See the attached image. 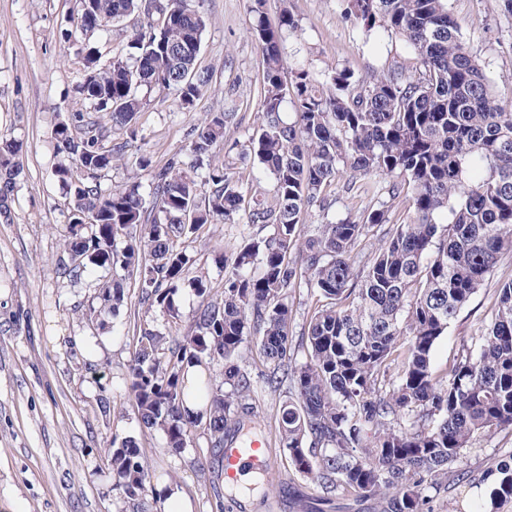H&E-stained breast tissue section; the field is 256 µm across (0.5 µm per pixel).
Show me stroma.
Listing matches in <instances>:
<instances>
[{"instance_id": "35a3bbf8", "label": "stroma", "mask_w": 512, "mask_h": 512, "mask_svg": "<svg viewBox=\"0 0 512 512\" xmlns=\"http://www.w3.org/2000/svg\"><path fill=\"white\" fill-rule=\"evenodd\" d=\"M249 6V0H205L198 65L211 70L210 88L190 113L176 111L172 95H148L138 118L142 137L113 167L107 185L143 180L140 153L150 152L154 164L163 165L184 146L190 123L208 112L236 113L228 134L248 140L258 123L256 90L263 71L261 53L246 31ZM284 6L298 21L297 32L284 42L286 61L305 63L317 78L342 66L365 75L414 64L399 36L382 32L365 39L344 17L340 0L267 2L273 16ZM448 9L500 98L512 101V13L502 0H448ZM77 10L78 0H0V136L24 146L13 221L0 223V512H132L113 485L105 455L128 436L145 448L161 493L150 512H165L172 494L189 512H302L301 499L317 489L282 463L272 467L270 487L256 475L234 485L215 481L201 464L208 452L203 426L193 428L188 447L177 454L166 450L161 430L142 429L125 408L137 291H130L119 315L91 324L77 310L91 304L93 289L71 284L56 270L69 204L54 177L52 128L58 115L90 109L78 92L84 45L63 37ZM256 232L243 223L201 230L185 242L193 260L190 276L205 277L213 292H222L226 271L214 262L213 246L230 250ZM510 280L512 254H507L437 343L438 370H446L459 343L490 319L499 288ZM241 364L251 374V398L258 406L251 429L273 440L281 400L264 389L256 345L245 347ZM509 459L512 428L499 429L465 449L458 467L477 479L493 463Z\"/></svg>"}]
</instances>
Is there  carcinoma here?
Here are the masks:
<instances>
[{
	"instance_id": "cac0c4a2",
	"label": "carcinoma",
	"mask_w": 512,
	"mask_h": 512,
	"mask_svg": "<svg viewBox=\"0 0 512 512\" xmlns=\"http://www.w3.org/2000/svg\"><path fill=\"white\" fill-rule=\"evenodd\" d=\"M265 3L251 0L250 10L263 59L256 134L246 145L230 141L236 113L206 114L162 166L140 155L145 196L140 182L104 185L127 146L108 139L114 130L138 137L148 93L172 91L175 109L189 112L207 90L210 74L196 68L203 3L81 0L72 37L88 42L136 13L143 21L124 59L103 63L87 46L80 91L90 111L53 127L54 147L67 158L54 176L71 200L57 271L74 284L90 266L112 271L89 318L118 315L128 286L139 289L130 407L142 427L165 433L168 451L181 452L203 423L219 452L256 415L251 374L239 365L252 337L266 387L284 397L279 452L321 490L305 512L366 499L378 512H429L449 486L472 484L455 469L464 449L512 427V281L499 288L477 340L459 345L446 372L433 364L452 321L512 253V106L462 41L447 0H343L366 37L381 29L401 36L416 64L368 78L344 66L323 81L304 64L286 79L284 35L298 24L286 7L271 23ZM254 166L260 176L246 186L240 169ZM22 171L23 144L1 138L4 223ZM367 176L379 178L375 203L333 214L331 187L343 179L352 191ZM401 197L411 214L400 222ZM311 212L316 228L301 240ZM241 214L272 233L234 249L232 272L214 296L203 277L187 278L191 258L181 244ZM383 226L380 247L359 260L362 238ZM119 236L127 237L121 248ZM187 287L198 298L189 331L174 337L151 328L155 309L180 317L176 299ZM300 288L316 305L295 337L289 298ZM107 458L115 486L136 507L158 495L136 438ZM488 480L495 488L477 512H500L512 500V461L487 471Z\"/></svg>"
}]
</instances>
